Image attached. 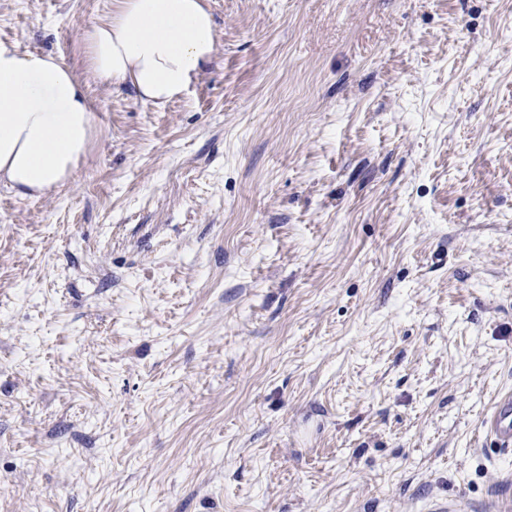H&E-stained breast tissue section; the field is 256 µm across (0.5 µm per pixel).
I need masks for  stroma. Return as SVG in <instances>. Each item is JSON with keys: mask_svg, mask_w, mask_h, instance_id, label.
Masks as SVG:
<instances>
[{"mask_svg": "<svg viewBox=\"0 0 512 512\" xmlns=\"http://www.w3.org/2000/svg\"><path fill=\"white\" fill-rule=\"evenodd\" d=\"M113 0H0L95 116L0 185V512L488 506L512 453V0H205L157 107L91 72ZM483 426L502 451L512 452V395L502 397L495 404Z\"/></svg>", "mask_w": 512, "mask_h": 512, "instance_id": "35a3bbf8", "label": "stroma"}]
</instances>
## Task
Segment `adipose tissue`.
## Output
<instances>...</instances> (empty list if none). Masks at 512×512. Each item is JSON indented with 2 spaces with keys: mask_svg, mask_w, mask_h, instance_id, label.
Wrapping results in <instances>:
<instances>
[{
  "mask_svg": "<svg viewBox=\"0 0 512 512\" xmlns=\"http://www.w3.org/2000/svg\"><path fill=\"white\" fill-rule=\"evenodd\" d=\"M116 2L88 35L94 73L157 106L181 96L212 59L211 13L202 0ZM93 129L85 86L62 59L0 43V182L24 196L63 184Z\"/></svg>",
  "mask_w": 512,
  "mask_h": 512,
  "instance_id": "1",
  "label": "adipose tissue"
}]
</instances>
